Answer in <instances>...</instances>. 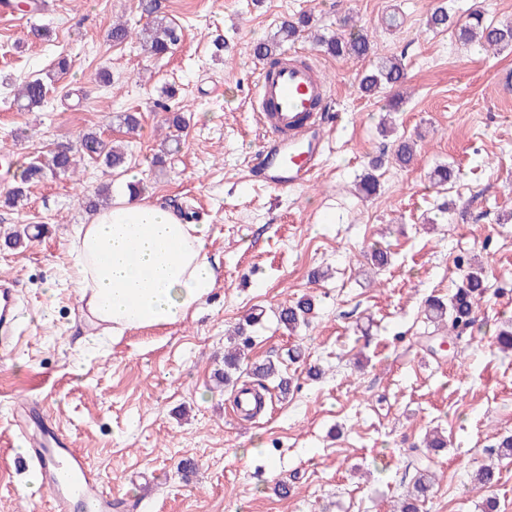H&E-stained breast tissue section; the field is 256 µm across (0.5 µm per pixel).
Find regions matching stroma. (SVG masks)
I'll return each mask as SVG.
<instances>
[{
    "instance_id": "35a3bbf8",
    "label": "stroma",
    "mask_w": 512,
    "mask_h": 512,
    "mask_svg": "<svg viewBox=\"0 0 512 512\" xmlns=\"http://www.w3.org/2000/svg\"><path fill=\"white\" fill-rule=\"evenodd\" d=\"M440 1L161 0L183 33L163 59L141 49L149 19L138 0H38L39 12L0 16V155L11 162L0 190L49 150L79 152L89 131L128 155L125 171L87 159L76 178L45 175L23 205L0 207V278L25 313L16 348L0 353V512H50L47 491L28 493L15 463L20 399L47 407L124 512H391L423 463L436 481L422 512H484L490 496L512 512V458L496 451L512 435V350L494 344L512 320V52L428 29ZM302 13L307 31L282 47L321 71L335 122L313 180L275 191L251 166L266 139L253 105L264 62L252 47L280 41L281 24ZM392 15L400 25L390 29ZM116 21L131 40L112 43ZM42 26L44 40L33 34ZM355 26L375 37L373 57L336 58L311 40ZM61 53L70 68L43 111L19 109L18 85L54 71ZM392 55L406 73L393 121L416 141L406 166L392 162L379 128L393 89L359 90L364 72ZM102 70L111 84L96 81ZM173 111L189 126L165 153ZM123 112L140 114L137 133L119 127ZM377 159L380 186L366 198L356 184ZM441 164L458 172L444 187L432 179ZM133 180L204 225L219 275L181 321L103 337L84 355L78 296L54 282L72 264L73 228L91 218L76 195ZM19 230L22 243L10 244ZM375 247L391 258L380 270L368 259ZM461 256L483 264L486 292L456 336L429 322L424 304L461 283ZM304 296L315 316L288 333L278 313ZM254 313L259 323L246 326ZM240 326L252 338L244 366L271 360L291 380L286 397L249 421L234 413L237 387L215 378ZM433 430L447 448L426 450ZM490 463L498 482L475 489Z\"/></svg>"
}]
</instances>
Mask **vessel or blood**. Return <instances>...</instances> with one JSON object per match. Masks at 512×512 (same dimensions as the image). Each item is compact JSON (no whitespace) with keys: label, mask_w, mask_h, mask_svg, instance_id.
I'll return each mask as SVG.
<instances>
[{"label":"vessel or blood","mask_w":512,"mask_h":512,"mask_svg":"<svg viewBox=\"0 0 512 512\" xmlns=\"http://www.w3.org/2000/svg\"><path fill=\"white\" fill-rule=\"evenodd\" d=\"M328 85L311 64L285 53L273 70H262L256 85L257 118L267 139L257 160L266 186L285 190L308 183L324 155L322 133ZM17 463L35 470L52 492V512H118L119 500L72 442L47 428L27 437Z\"/></svg>","instance_id":"1"}]
</instances>
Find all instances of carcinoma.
Masks as SVG:
<instances>
[{"label":"carcinoma","mask_w":512,"mask_h":512,"mask_svg":"<svg viewBox=\"0 0 512 512\" xmlns=\"http://www.w3.org/2000/svg\"><path fill=\"white\" fill-rule=\"evenodd\" d=\"M141 12L152 18L150 26L142 32L147 53L160 58L177 46L181 41L179 28L159 15V0H140ZM427 25L435 30L445 31L449 28L456 31L461 43L469 45L473 42L481 44L487 51L499 53L512 49V23L495 24L485 19L480 11L470 13L467 19L459 23L448 12V6L440 4L427 18ZM325 52L337 58L355 57L366 58L374 53L375 42L362 31H354L346 37H329L321 41ZM277 44L274 42L258 43L253 46V53L269 60L270 66L278 63ZM405 76V64L397 57H387L374 69L366 72L361 81L362 92L371 95L385 87L394 88L403 83ZM55 81L52 74L40 75L31 78L19 86L14 101L27 111H35L42 108L46 102L49 86ZM81 149L84 155L92 160H103L109 168H118L125 163L124 154L105 141L95 132L86 133L81 139ZM414 155L413 144L407 140L398 139L393 145V160L400 164H408ZM77 163L71 151L55 150L49 153V157L33 162L26 166L19 180L8 189L0 202L6 206L15 207L26 197L27 185L43 177L49 170L59 176H69L76 169ZM380 168V163L372 164V171L367 173L359 183V190L365 196L373 195L379 186V176L375 170ZM112 201V183L101 186L95 195L86 197V207L97 208L100 203L106 204ZM485 290V269L482 267H469L465 278L455 292L444 302L434 299L428 304L430 318L435 322L448 327L455 332L468 328L474 322V309L478 301L483 297ZM314 314L313 302L309 298H302L295 304L281 309L279 321L289 331H295L301 326L309 324ZM241 369V354L234 351L224 354V371L219 376V381L230 383ZM253 374L266 379L278 381L277 387L281 392L288 391L289 380L282 377L280 370L273 362H268L253 369ZM435 480L434 473L429 467L418 471L413 482L411 493L405 498L396 512H419L418 503L424 501L430 495Z\"/></svg>","instance_id":"carcinoma-1"}]
</instances>
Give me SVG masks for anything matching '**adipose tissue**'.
I'll list each match as a JSON object with an SVG mask.
<instances>
[{
    "label": "adipose tissue",
    "instance_id": "adipose-tissue-1",
    "mask_svg": "<svg viewBox=\"0 0 512 512\" xmlns=\"http://www.w3.org/2000/svg\"><path fill=\"white\" fill-rule=\"evenodd\" d=\"M203 237V225L183 222L163 202L127 196L74 227V261L61 281L111 335L170 325L215 285Z\"/></svg>",
    "mask_w": 512,
    "mask_h": 512
}]
</instances>
